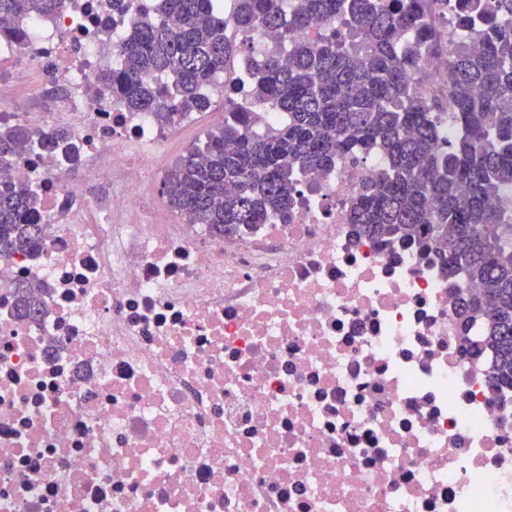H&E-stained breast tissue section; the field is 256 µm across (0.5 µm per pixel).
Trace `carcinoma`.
<instances>
[{
	"label": "carcinoma",
	"mask_w": 512,
	"mask_h": 512,
	"mask_svg": "<svg viewBox=\"0 0 512 512\" xmlns=\"http://www.w3.org/2000/svg\"><path fill=\"white\" fill-rule=\"evenodd\" d=\"M159 0L139 14L107 74L112 97L170 124L203 112L205 88L231 60L262 56L247 95L224 79V125L190 149L164 181L169 206L222 237L286 220L307 175L350 159H385L351 204V223L371 237L427 238L448 271L480 292L463 303L465 325H481L470 355L491 379L512 385V206L493 204L512 184V0ZM66 0H0V29L52 15ZM340 27L297 43L288 57L258 43L288 44L311 25ZM448 60L443 93L428 97L423 60ZM284 113L263 125L269 109ZM448 120L458 135L439 142ZM34 142L25 125L0 126V164ZM39 193L0 182V259L42 237ZM18 318L42 312L32 285L13 288Z\"/></svg>",
	"instance_id": "1"
}]
</instances>
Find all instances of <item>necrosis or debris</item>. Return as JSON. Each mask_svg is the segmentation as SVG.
Masks as SVG:
<instances>
[{
  "label": "necrosis or debris",
  "mask_w": 512,
  "mask_h": 512,
  "mask_svg": "<svg viewBox=\"0 0 512 512\" xmlns=\"http://www.w3.org/2000/svg\"><path fill=\"white\" fill-rule=\"evenodd\" d=\"M153 0H67L0 31V119L46 231L0 260V512H512V388L464 351L434 246L360 234L382 156L311 175L288 223L215 239L150 206L170 127L103 74ZM44 313L19 322L12 286ZM33 137L32 131L25 125L0 126V164L9 163L25 144L35 142Z\"/></svg>",
  "instance_id": "4bbe7bcc"
}]
</instances>
